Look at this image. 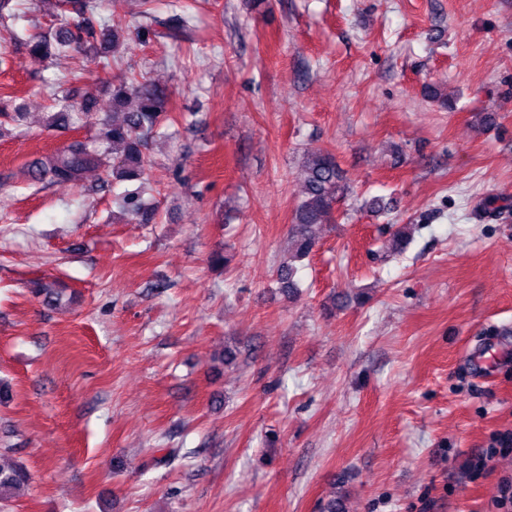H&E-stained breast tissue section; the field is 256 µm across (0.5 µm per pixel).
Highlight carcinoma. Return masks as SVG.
Returning <instances> with one entry per match:
<instances>
[{"label": "carcinoma", "mask_w": 512, "mask_h": 512, "mask_svg": "<svg viewBox=\"0 0 512 512\" xmlns=\"http://www.w3.org/2000/svg\"><path fill=\"white\" fill-rule=\"evenodd\" d=\"M56 10L49 13L53 22L47 34H33L26 39L29 51L43 59L81 49L98 39L99 64L112 68L116 47L122 40L145 39L146 30L108 16L96 25L103 5L117 0H54ZM169 89L152 81L125 76L104 83L95 90L74 98L69 92L54 95L48 124L58 129H87L90 135L74 141L32 162L28 172L36 183H78L91 170L100 174V188L136 182L118 200V215L124 223L156 224L158 205L144 199L142 184L152 167L149 144L165 137L162 128L169 119L166 106ZM26 118L25 103L13 98L0 101V119L15 127ZM299 180L302 198L296 206L290 229L292 252L277 270V282L284 293L297 288L295 263L308 258L318 243L317 227L331 222L337 203L349 192L336 159L328 151L305 158ZM30 481V474L20 463L0 455V503L9 501L15 492Z\"/></svg>", "instance_id": "cac0c4a2"}]
</instances>
